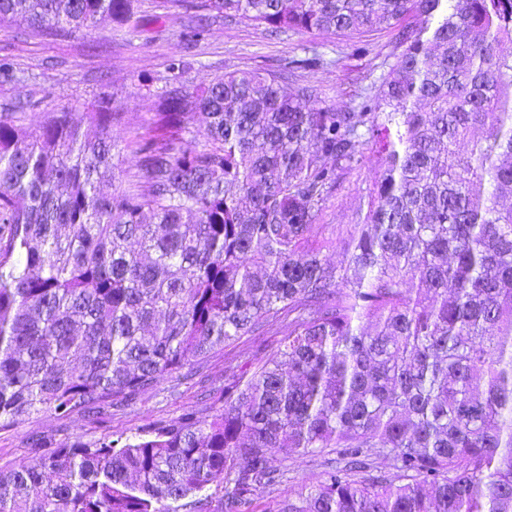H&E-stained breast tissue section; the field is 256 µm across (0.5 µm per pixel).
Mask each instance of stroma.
Here are the masks:
<instances>
[{
    "mask_svg": "<svg viewBox=\"0 0 512 512\" xmlns=\"http://www.w3.org/2000/svg\"><path fill=\"white\" fill-rule=\"evenodd\" d=\"M366 38L370 50L361 55L351 41L331 33L272 36L264 27L219 18L211 24L206 39L194 47L197 64L183 81L192 88L209 84L227 72L270 68L302 55L304 47L313 45L329 64L319 70L298 72L297 80L321 87L320 106L344 111L353 106L355 94L378 87L382 74L397 61L392 31L381 27L367 33ZM184 47L180 25L170 21L124 35L105 20L88 31L52 37L33 33L23 19L16 18L0 27V55L13 57L20 80L0 84V102L27 95L41 100V108L27 112L25 117L26 125L35 128L43 113L63 107L82 113L99 95H110L117 111L126 115L124 123L112 128V138L120 149L118 162L132 173L138 158L126 146L128 129L153 115L154 93L168 79L165 62ZM372 179L367 163L341 173L335 196L319 216V235H340L357 208L366 204ZM282 333V328L274 327L264 335L225 347L192 375L164 378L130 403L102 414L65 419L41 415L20 427L2 430L0 468L12 467L29 457L37 441L52 449L77 435L86 440L106 433L127 438L149 424L174 420L188 410L203 417L211 415L224 404L228 366L244 364L251 356L270 354Z\"/></svg>",
    "mask_w": 512,
    "mask_h": 512,
    "instance_id": "1",
    "label": "stroma"
}]
</instances>
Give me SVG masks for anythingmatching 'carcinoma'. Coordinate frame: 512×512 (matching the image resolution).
Instances as JSON below:
<instances>
[{"mask_svg": "<svg viewBox=\"0 0 512 512\" xmlns=\"http://www.w3.org/2000/svg\"><path fill=\"white\" fill-rule=\"evenodd\" d=\"M186 42L208 22L330 32L398 61L345 112L284 82L316 51L207 86L168 58L158 112L114 163L101 97L77 119L0 112V430L90 416L273 325L209 418L123 441L80 437L0 469V512H177L224 488V512L336 455L275 512H512V0H164ZM43 31L142 24L140 0H0ZM373 149L346 234L317 219ZM109 184L111 190L101 189ZM340 250L331 264L323 252ZM281 464L270 459L271 449Z\"/></svg>", "mask_w": 512, "mask_h": 512, "instance_id": "obj_1", "label": "carcinoma"}]
</instances>
